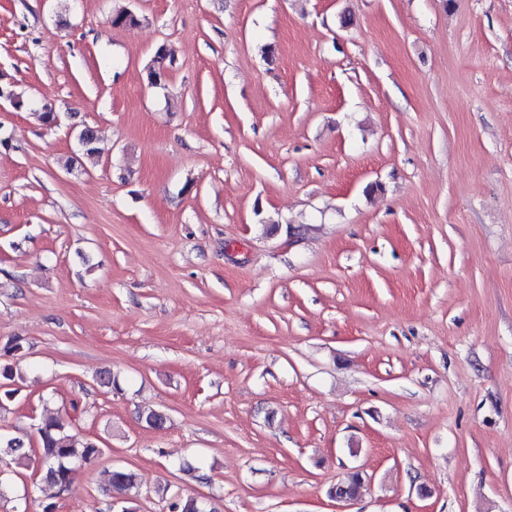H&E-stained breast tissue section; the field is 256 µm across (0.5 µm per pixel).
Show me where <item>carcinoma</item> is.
<instances>
[{"label":"carcinoma","mask_w":512,"mask_h":512,"mask_svg":"<svg viewBox=\"0 0 512 512\" xmlns=\"http://www.w3.org/2000/svg\"><path fill=\"white\" fill-rule=\"evenodd\" d=\"M172 58V50L163 43L156 48L154 66L148 74L149 81L159 85L165 81L166 70L164 63ZM78 141L84 142L80 146L83 157L95 162L100 156L98 138L95 130L89 126L83 127L78 134ZM24 373L19 365L6 364L0 366V410L4 404L15 398L17 389L13 385L23 380ZM69 422L61 415H53L41 421L40 432L36 445L25 443L13 445L15 437L0 432V448H13L10 453L11 460L17 468H29L35 461L54 466L55 481L48 485L55 487L57 483L67 481L74 483L78 467L89 464L99 458L102 448L99 444L88 438L69 430ZM135 484V474L123 469H114L110 472L108 491L113 495L127 493Z\"/></svg>","instance_id":"1"}]
</instances>
